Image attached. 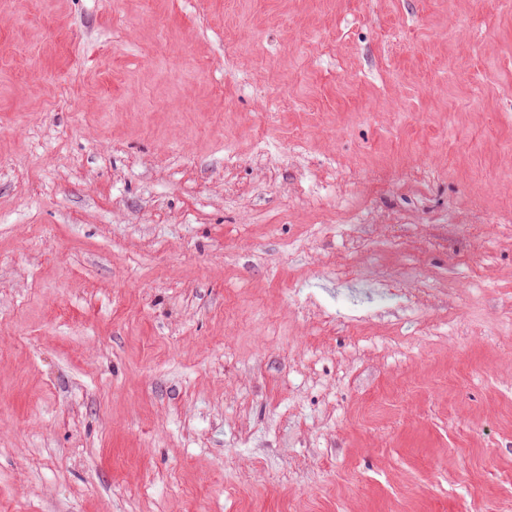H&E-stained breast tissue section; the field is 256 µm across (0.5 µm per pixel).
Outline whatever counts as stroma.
Segmentation results:
<instances>
[{
  "instance_id": "35a3bbf8",
  "label": "stroma",
  "mask_w": 512,
  "mask_h": 512,
  "mask_svg": "<svg viewBox=\"0 0 512 512\" xmlns=\"http://www.w3.org/2000/svg\"><path fill=\"white\" fill-rule=\"evenodd\" d=\"M0 512H512V0H0Z\"/></svg>"
}]
</instances>
